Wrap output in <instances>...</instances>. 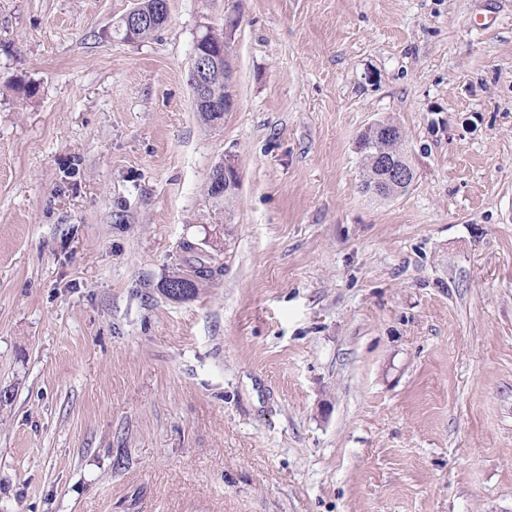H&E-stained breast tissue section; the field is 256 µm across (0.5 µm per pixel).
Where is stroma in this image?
Masks as SVG:
<instances>
[{
    "mask_svg": "<svg viewBox=\"0 0 512 512\" xmlns=\"http://www.w3.org/2000/svg\"><path fill=\"white\" fill-rule=\"evenodd\" d=\"M135 2L0 0V512H512V0H170L130 43ZM185 241L224 270L175 302ZM122 19H124V25L128 34L132 37L133 32L152 22V17L143 14L140 10L139 1H137L136 6L127 12ZM122 19L120 20V25H118L116 32L121 36V39L124 40L127 37V33L123 23H121ZM140 1H141V3H140L141 8L144 11H147L150 14L155 15V20H154V23L150 27L149 26L145 27L144 29L138 31L137 33H134L135 37L137 38L138 41H142V40H145V39L153 36L156 32H158L160 29H162L169 20V16L166 13H163V14L157 13L158 12L157 3L161 0H140ZM156 14H157V16H156ZM135 37L132 40L129 39V41L137 42ZM218 69L217 57L203 52L199 45H195L190 82L194 81L198 87L206 86L214 71ZM193 72V73H192ZM194 74V75H193ZM366 130H368V132H374L375 134H382L384 138L389 139L390 143L393 141L396 142L395 146L389 147V152L386 157L381 159V163L384 165L385 170H388L386 175L388 179L407 181L408 170L413 168L411 163L412 153L409 152L404 156L402 152H392V149L398 147L402 142L399 129L387 124L382 125L375 121L371 123ZM393 161H398L401 166L393 164ZM384 147H385L384 141L380 140V141L374 143L371 140V134L367 133L366 131H363L358 136V138L356 140V146H355L356 152H357V154H359L360 165H361V175H360L361 180H360L359 187L363 193L369 194V195H371V197H375V198L378 197L379 199L380 198L388 199V198H392L391 196H394L396 194L399 195V194L405 193L406 191L409 190L411 185L414 183V182L409 183L399 190H391L390 188H387L388 197L374 194V192L372 191L373 183L376 180L380 179V177L383 175V172H381L375 168L374 169L371 168L370 160L373 155H376V151H381L384 149Z\"/></svg>",
    "mask_w": 512,
    "mask_h": 512,
    "instance_id": "obj_1",
    "label": "stroma"
}]
</instances>
